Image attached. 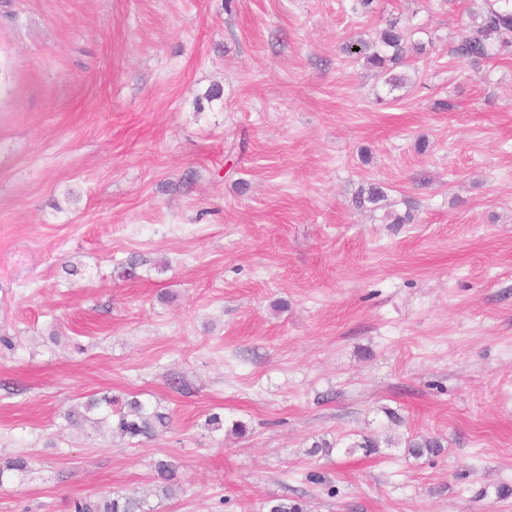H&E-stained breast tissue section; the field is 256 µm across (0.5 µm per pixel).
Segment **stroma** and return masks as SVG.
I'll list each match as a JSON object with an SVG mask.
<instances>
[{
  "label": "stroma",
  "mask_w": 512,
  "mask_h": 512,
  "mask_svg": "<svg viewBox=\"0 0 512 512\" xmlns=\"http://www.w3.org/2000/svg\"><path fill=\"white\" fill-rule=\"evenodd\" d=\"M355 4L0 0V512L160 459L154 512H512V46L454 54L485 0ZM390 18L426 48L394 90L343 51ZM96 393L171 422L69 425Z\"/></svg>",
  "instance_id": "1"
}]
</instances>
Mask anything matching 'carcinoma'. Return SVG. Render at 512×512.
<instances>
[{"label":"carcinoma","instance_id":"cac0c4a2","mask_svg":"<svg viewBox=\"0 0 512 512\" xmlns=\"http://www.w3.org/2000/svg\"><path fill=\"white\" fill-rule=\"evenodd\" d=\"M512 44V11L501 10L495 6H487L486 15L479 23L467 26L466 33L459 44L453 49L455 55L465 59H491L503 46ZM345 51L363 60V66L369 70L389 72L388 84L393 87L404 84L407 77L403 74L394 75L392 71L406 66L410 62L411 52L424 53L425 48L420 43H414L408 29L401 28L397 23L389 21L379 31L378 36L371 42L364 40L352 41L345 45ZM385 200L382 187L369 185L360 188L354 196L357 207L363 208L369 203L373 206ZM143 260L132 254L120 263V275L126 279L139 277L138 270ZM118 400L103 395L92 397L85 404V413L70 410L64 414L65 420L75 424L78 419H88V413L96 412L99 420L112 421V426L121 435L130 439H150L158 429L170 422L169 415L162 413L147 403L132 397L120 409L115 408ZM408 451L415 456L437 454L442 444L437 437L418 436L406 441ZM158 480L151 489L143 495L130 496L119 492L109 497L93 499L90 497L77 499L72 502V512H151L148 498L166 497L170 490V481L174 476V464L160 460L155 465ZM30 462L23 456H18L0 464V485L10 475H20L28 472ZM268 512H306L305 505L296 499L281 498L270 502Z\"/></svg>","mask_w":512,"mask_h":512}]
</instances>
